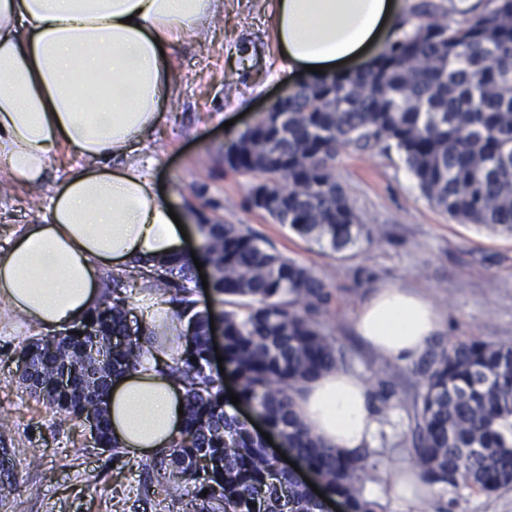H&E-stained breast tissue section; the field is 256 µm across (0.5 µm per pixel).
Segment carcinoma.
I'll use <instances>...</instances> for the list:
<instances>
[{"label": "carcinoma", "mask_w": 512, "mask_h": 512, "mask_svg": "<svg viewBox=\"0 0 512 512\" xmlns=\"http://www.w3.org/2000/svg\"><path fill=\"white\" fill-rule=\"evenodd\" d=\"M488 3L478 17L453 20L431 0H418L411 8L417 23L400 29L368 66L305 84L240 133L224 166L249 179L248 205L320 250L342 254L371 231L336 172L338 158L351 147L394 146L442 213L512 234V0ZM197 220L196 257L173 258L150 274L172 316L192 326L184 350L178 336L130 332L127 298L114 293L90 321L23 343L21 384L76 419L95 413V442L116 455L102 407L111 377L136 367L144 345L161 341L175 352L166 370L185 388L186 420L144 471L145 485L158 487L169 505L187 500L185 512L321 510L225 410L229 377L327 495L348 512H381L367 496V450L345 455L321 444L296 412L305 383L348 365L324 324L334 300L327 279L240 224L202 214ZM196 259L212 269L214 302L222 306L216 312L193 300ZM213 325L224 332L222 374L212 368ZM378 372L382 412L394 395L386 380L393 366ZM411 374L415 428L404 452L418 481L455 494L512 487V345L433 336Z\"/></svg>", "instance_id": "obj_1"}]
</instances>
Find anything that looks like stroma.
<instances>
[{"mask_svg": "<svg viewBox=\"0 0 512 512\" xmlns=\"http://www.w3.org/2000/svg\"><path fill=\"white\" fill-rule=\"evenodd\" d=\"M270 0H227L206 42L172 48L176 70L170 109L140 147L137 160L172 203L241 224L276 250L325 276L336 300L325 320L346 348L349 372L371 398L383 358L356 332L363 308L380 289L414 292L443 317L448 339L475 337L512 343V236L460 224L420 193L397 152L348 150L338 171L372 239L345 255L316 246L274 223L246 202L248 183L225 170L224 151L287 89L265 10ZM47 195L0 180V247L45 214ZM35 329L0 311V415L12 422L0 448L12 453L15 485L0 496V512H162L159 494H144L140 461L98 448L87 427L46 407L18 380L17 352ZM409 364L396 362L395 393L369 444L368 494L386 512H512V488L487 494L424 492L410 506L392 489L394 469L414 428Z\"/></svg>", "mask_w": 512, "mask_h": 512, "instance_id": "1", "label": "stroma"}]
</instances>
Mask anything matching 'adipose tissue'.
<instances>
[{
  "instance_id": "1",
  "label": "adipose tissue",
  "mask_w": 512,
  "mask_h": 512,
  "mask_svg": "<svg viewBox=\"0 0 512 512\" xmlns=\"http://www.w3.org/2000/svg\"><path fill=\"white\" fill-rule=\"evenodd\" d=\"M401 0H273L269 22L285 79L307 66L323 78L368 60L394 28ZM224 0H0V162L12 184L42 190L53 150L83 160L53 190L48 213L0 248V308L30 327L66 330L99 304L100 274L121 276L185 255L188 242L169 199L135 151L170 107V48L204 40ZM107 68L114 92L98 112L76 103L100 96L88 74ZM357 328L381 355L404 361L442 328L423 298L398 288L376 294ZM162 350L112 379L105 399L112 438L135 456L168 448L183 428L181 384L162 372ZM325 445L352 453L379 431L365 383L331 371L297 399Z\"/></svg>"
}]
</instances>
